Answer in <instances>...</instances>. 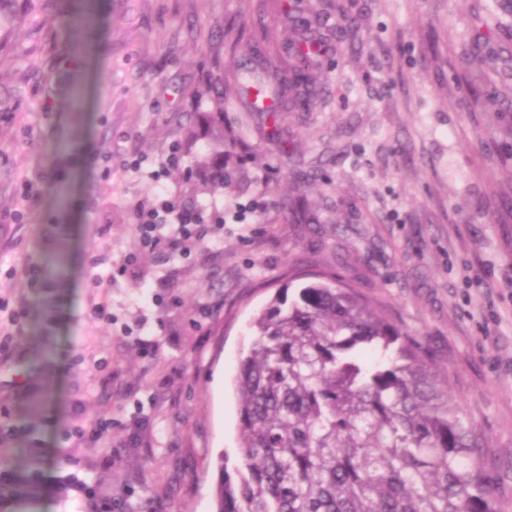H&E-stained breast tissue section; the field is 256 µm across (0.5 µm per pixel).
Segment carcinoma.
Here are the masks:
<instances>
[{"label": "carcinoma", "mask_w": 512, "mask_h": 512, "mask_svg": "<svg viewBox=\"0 0 512 512\" xmlns=\"http://www.w3.org/2000/svg\"><path fill=\"white\" fill-rule=\"evenodd\" d=\"M336 41L359 40L346 0H336ZM263 66L234 78L251 112H294L314 97L322 44L291 41L259 20ZM499 101L473 90L471 112ZM216 139L224 98L213 101ZM288 223L312 224L306 200ZM238 455L220 459L213 512H500L489 448L448 395V373L352 281L333 270H295L255 317L236 376Z\"/></svg>", "instance_id": "obj_1"}]
</instances>
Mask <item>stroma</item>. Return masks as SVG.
Listing matches in <instances>:
<instances>
[{"mask_svg": "<svg viewBox=\"0 0 512 512\" xmlns=\"http://www.w3.org/2000/svg\"><path fill=\"white\" fill-rule=\"evenodd\" d=\"M261 3L284 20L293 0H12L0 302L26 316H0V422L14 428L0 512H213L247 326L308 261L358 282L447 369L512 512V137L497 107H465L484 84L512 98V61L466 60L494 0H353L360 40H329L309 111L275 119L226 95L248 149L227 160L229 187L206 190L193 166L211 104L192 93L223 92L227 57L252 67ZM230 26L245 31L232 55ZM164 187L207 231L181 254L141 251L134 228L133 207ZM300 196L318 223H285ZM30 260L43 287L19 274ZM104 299L108 323L90 316ZM98 418L111 428L81 439Z\"/></svg>", "mask_w": 512, "mask_h": 512, "instance_id": "obj_1", "label": "stroma"}]
</instances>
